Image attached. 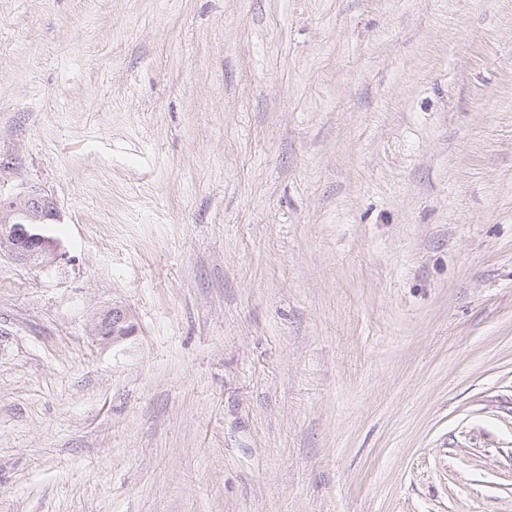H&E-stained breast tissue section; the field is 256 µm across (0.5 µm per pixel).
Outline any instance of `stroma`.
<instances>
[{"mask_svg":"<svg viewBox=\"0 0 512 512\" xmlns=\"http://www.w3.org/2000/svg\"><path fill=\"white\" fill-rule=\"evenodd\" d=\"M1 158L0 512H512V0H0ZM9 161H0V250L17 262L31 264L27 253L16 248L17 239H26L38 246L44 255L43 268L54 266L62 256L52 239L43 232L44 224L62 220L55 199L34 185L21 184L5 191L8 180L2 178L11 169ZM136 326L131 320L130 315L123 309L112 308V332L109 336H101L104 340H111L112 344H117L130 336H134Z\"/></svg>","mask_w":512,"mask_h":512,"instance_id":"35a3bbf8","label":"stroma"}]
</instances>
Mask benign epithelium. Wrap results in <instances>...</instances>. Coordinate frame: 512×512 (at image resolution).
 <instances>
[{
    "instance_id": "benign-epithelium-1",
    "label": "benign epithelium",
    "mask_w": 512,
    "mask_h": 512,
    "mask_svg": "<svg viewBox=\"0 0 512 512\" xmlns=\"http://www.w3.org/2000/svg\"><path fill=\"white\" fill-rule=\"evenodd\" d=\"M8 181L0 180V250L17 262L29 264L27 253L15 246V240L26 239L38 246L44 255L41 267L54 266L62 256L52 239L43 232L44 225L62 220L55 199L34 185H21L5 190ZM136 326L121 308L112 309V332L107 339L117 344L135 334Z\"/></svg>"
}]
</instances>
